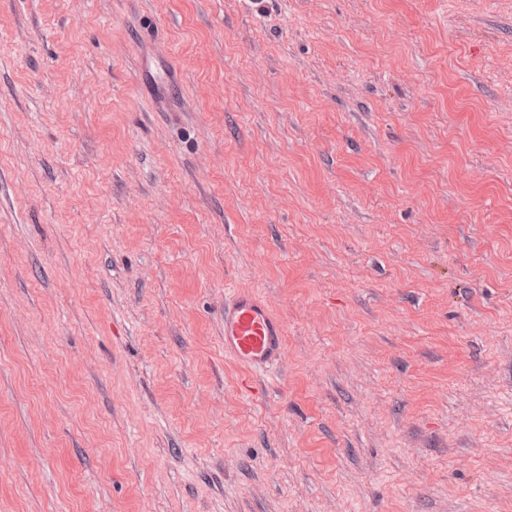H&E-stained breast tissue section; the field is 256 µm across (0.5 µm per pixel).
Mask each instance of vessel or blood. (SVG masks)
<instances>
[{"label":"vessel or blood","mask_w":512,"mask_h":512,"mask_svg":"<svg viewBox=\"0 0 512 512\" xmlns=\"http://www.w3.org/2000/svg\"><path fill=\"white\" fill-rule=\"evenodd\" d=\"M224 352L256 371L278 363L285 353L282 321L253 292L233 290L224 299Z\"/></svg>","instance_id":"vessel-or-blood-1"}]
</instances>
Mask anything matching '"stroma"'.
<instances>
[{
  "mask_svg": "<svg viewBox=\"0 0 512 512\" xmlns=\"http://www.w3.org/2000/svg\"><path fill=\"white\" fill-rule=\"evenodd\" d=\"M0 512H512V0H0ZM224 353L256 371L284 356L283 322L251 291L232 290L224 298Z\"/></svg>",
  "mask_w": 512,
  "mask_h": 512,
  "instance_id": "35a3bbf8",
  "label": "stroma"
}]
</instances>
